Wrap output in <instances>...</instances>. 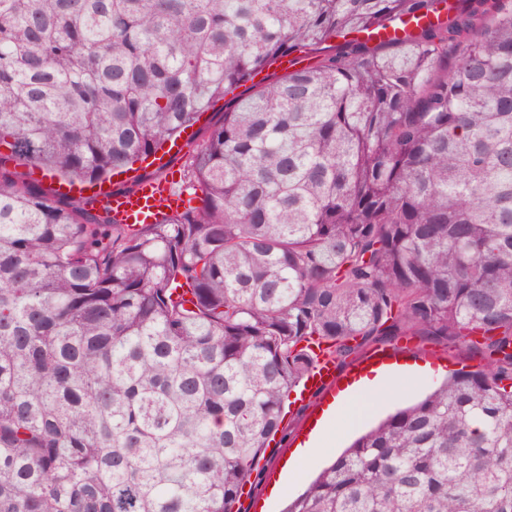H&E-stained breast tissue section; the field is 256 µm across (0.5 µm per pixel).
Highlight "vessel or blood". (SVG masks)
I'll return each mask as SVG.
<instances>
[{"mask_svg":"<svg viewBox=\"0 0 512 512\" xmlns=\"http://www.w3.org/2000/svg\"><path fill=\"white\" fill-rule=\"evenodd\" d=\"M99 200L107 206L117 223L153 224L162 219L166 211L180 208V200L172 195L166 183L145 179L127 193L101 190ZM337 369L327 356H320L312 375L301 392L302 398L314 399L319 393L335 390Z\"/></svg>","mask_w":512,"mask_h":512,"instance_id":"1","label":"vessel or blood"}]
</instances>
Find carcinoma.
I'll return each mask as SVG.
<instances>
[{
	"label": "carcinoma",
	"instance_id": "obj_1",
	"mask_svg": "<svg viewBox=\"0 0 512 512\" xmlns=\"http://www.w3.org/2000/svg\"><path fill=\"white\" fill-rule=\"evenodd\" d=\"M443 2L0 0V512H243L312 347L383 336L486 363L285 512H512V0ZM246 83L160 224L16 169L110 183Z\"/></svg>",
	"mask_w": 512,
	"mask_h": 512
}]
</instances>
